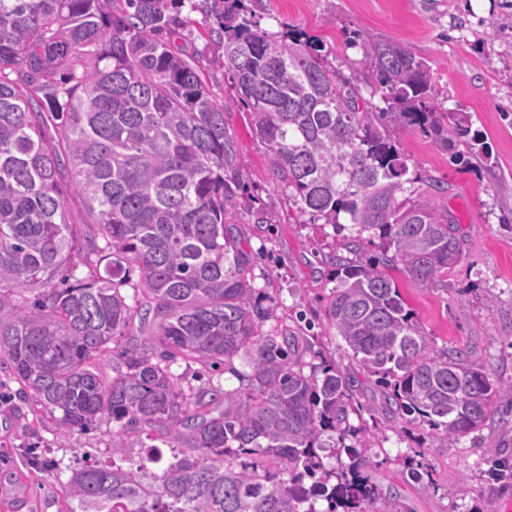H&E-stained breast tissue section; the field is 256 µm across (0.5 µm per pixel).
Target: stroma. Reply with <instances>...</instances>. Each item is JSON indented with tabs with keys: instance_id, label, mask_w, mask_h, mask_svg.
Segmentation results:
<instances>
[{
	"instance_id": "obj_1",
	"label": "stroma",
	"mask_w": 512,
	"mask_h": 512,
	"mask_svg": "<svg viewBox=\"0 0 512 512\" xmlns=\"http://www.w3.org/2000/svg\"><path fill=\"white\" fill-rule=\"evenodd\" d=\"M213 0L183 7L184 26L173 47L200 53L201 77L223 100L224 127L243 163L244 206L232 222L244 247L257 258L255 285L278 304L279 326L315 336V350L340 368L352 367V353L330 328L328 307L334 286L331 226L299 214L277 189L268 149L252 131L251 114L223 69L211 65L224 48L213 32ZM254 21L273 33L305 31L318 40L329 66L342 74L363 72L364 51L350 47L359 30L397 43L425 60L442 108L469 113L491 157L469 167L452 164L446 152L413 131L403 148L418 174L447 189L448 210L463 247L461 262L442 286H420L407 272L391 276L435 349L471 352L491 372L512 380V7L505 0H244ZM495 20L494 33L484 23ZM357 399L368 442L378 449L370 473L384 492L377 512H512V403L494 402L482 442L461 439L435 447L427 432L384 410L379 388L362 382ZM112 427L64 431L36 416L18 395V385L0 372V512H74L66 477L46 468L65 467L76 456L111 457ZM501 447L498 462L484 446ZM424 457L432 487L408 476L409 457ZM464 486L463 499L448 492Z\"/></svg>"
}]
</instances>
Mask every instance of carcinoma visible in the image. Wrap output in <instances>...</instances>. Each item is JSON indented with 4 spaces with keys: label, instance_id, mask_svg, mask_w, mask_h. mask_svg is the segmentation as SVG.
Wrapping results in <instances>:
<instances>
[{
    "label": "carcinoma",
    "instance_id": "1",
    "mask_svg": "<svg viewBox=\"0 0 512 512\" xmlns=\"http://www.w3.org/2000/svg\"><path fill=\"white\" fill-rule=\"evenodd\" d=\"M184 6L0 0V367L56 427L112 424V460L70 468L81 512H318L319 498L324 512H372L382 489L364 472L371 461L345 444L360 433L353 377L304 361L305 337L263 330L275 305L256 298L253 260L224 222L241 167L224 102L171 46ZM212 12L218 63L276 186L339 233L347 215L348 252L380 240L373 259L336 256L329 324L394 416L427 426L441 448L481 431L512 381L464 350H435L384 269L434 288L463 257L447 203L402 199L422 177L401 134L421 131L464 166L490 157L483 134L437 104L428 64L390 40L348 37L366 49L361 79L328 67L306 33L261 28L243 0H214ZM67 168L92 238L76 264ZM136 322L145 341L116 345ZM107 352L110 378L94 364ZM179 360L222 367L238 386L184 387ZM325 432L350 458L332 473ZM156 441L181 451L163 466ZM135 443L145 451L133 465Z\"/></svg>",
    "mask_w": 512,
    "mask_h": 512
}]
</instances>
